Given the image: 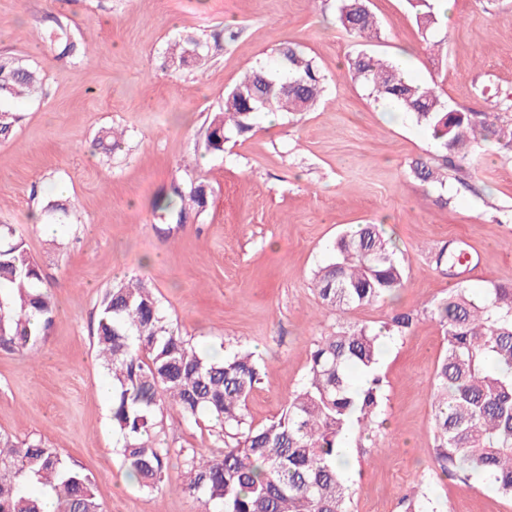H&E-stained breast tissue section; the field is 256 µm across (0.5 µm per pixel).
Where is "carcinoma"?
<instances>
[{
	"label": "carcinoma",
	"instance_id": "1",
	"mask_svg": "<svg viewBox=\"0 0 512 512\" xmlns=\"http://www.w3.org/2000/svg\"><path fill=\"white\" fill-rule=\"evenodd\" d=\"M337 19L351 37L377 35L378 21L366 0H337ZM422 34L437 23L434 0H406ZM61 59H77L80 46L59 23L47 36ZM205 45L189 37L175 45L170 66L193 63ZM354 78L425 127L441 149L440 159L414 162V176L440 181L444 170L466 160V147L479 136L495 137L512 152V125L497 112H461L448 107L431 87L419 84L388 59L360 52L349 61ZM41 86L39 72L0 57V99L21 98ZM323 92V76L307 55L284 47L274 66L247 69L210 119L207 147L224 151V141L245 137L259 115L308 112ZM207 184L155 201L154 209L175 211L174 199L203 204ZM336 258L314 275L315 292L329 309L345 313L393 297L404 286L398 248L376 224H360L340 236ZM44 274L11 224L0 225V349L22 352L36 345L53 320L54 306ZM432 314L444 332L429 397L437 442L434 462L442 474L466 482L484 479L512 499V285H495L482 296L460 289L435 303ZM416 316L400 311L381 328L352 326L324 336L309 352L308 369L285 411L256 428L247 401L262 378L254 352L241 348L212 357L185 340L163 313L153 289L129 281L108 289L95 329L97 357L112 386V425L120 434L128 477L154 490L171 456L183 458L182 486L205 512H349L351 492L339 460L346 432L358 426L373 433L383 425L382 380L376 373L382 335L404 336ZM354 370L370 374L359 390ZM168 411L199 423L206 418L224 430L208 449L169 448L157 437ZM52 494L57 512H104L93 482L55 449L36 438L0 435V512H43L42 495ZM426 491L406 494L404 512H425Z\"/></svg>",
	"mask_w": 512,
	"mask_h": 512
}]
</instances>
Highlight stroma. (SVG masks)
Listing matches in <instances>:
<instances>
[{"label": "stroma", "mask_w": 512, "mask_h": 512, "mask_svg": "<svg viewBox=\"0 0 512 512\" xmlns=\"http://www.w3.org/2000/svg\"><path fill=\"white\" fill-rule=\"evenodd\" d=\"M336 0H0V56L36 67L42 91L1 99L16 118L0 141V224L17 230L42 267L53 322L28 356L0 349V433L42 439L81 468L106 512H204L184 492L171 457L152 492L131 483L112 430L108 378L94 330L106 289L129 279L154 288L182 335L221 357L246 346L263 365L247 412L253 425L279 417L308 367L309 350L341 327H380L399 311L411 331L383 340L382 427L354 450L350 512H402L401 497L425 483L438 512H512L484 481L449 480L433 467L428 390L443 335L433 304L458 289L483 294L512 284V154L495 140L445 185L418 180L412 161L437 157L428 131L374 101L348 72L361 50L398 61L462 112L493 111L512 92V0H452L447 23L422 36L405 0H370L380 27L370 42L348 36ZM63 23L84 55L58 58L43 32ZM234 27L235 40L224 38ZM202 40V57L170 68L166 49ZM301 46L324 77L315 110L259 118L248 139L207 148V128L248 68ZM124 130L121 151L94 138ZM209 184L184 223L161 219L153 201L172 186ZM71 220L44 234L31 216L46 201ZM382 225L399 248L405 285L393 301L339 315L312 290L338 234ZM466 266H437L446 247ZM171 448H208L210 423L167 412L157 427Z\"/></svg>", "instance_id": "obj_1"}]
</instances>
